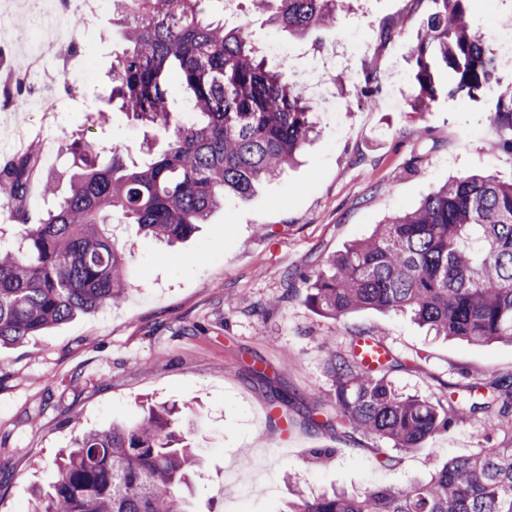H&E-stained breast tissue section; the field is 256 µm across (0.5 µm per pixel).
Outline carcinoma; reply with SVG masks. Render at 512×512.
<instances>
[{
	"label": "carcinoma",
	"instance_id": "cac0c4a2",
	"mask_svg": "<svg viewBox=\"0 0 512 512\" xmlns=\"http://www.w3.org/2000/svg\"><path fill=\"white\" fill-rule=\"evenodd\" d=\"M111 2L125 48L109 72V101L164 129L166 144L147 145L149 162L130 166L117 149L63 139L75 168L69 190L36 223L28 199L55 192V179L41 178L35 151L0 164V189L21 238L17 252L0 256V346L124 298V254L106 231L112 217L170 246L183 241L227 197L246 199L296 163L317 129L313 103L287 68H268L246 26L228 29L213 10L224 0ZM253 2L269 25L296 34L331 25L346 9L344 0ZM433 2L413 50L417 112L435 101L438 68L451 70L471 95L488 89L498 69L470 32L468 0ZM173 83L190 105L189 119L169 109ZM493 121L512 152V99L499 104ZM306 281L307 306L328 318L374 308L406 313L437 336L512 343V182L454 177L329 256ZM368 339L379 349L370 363L360 352ZM398 367L405 364L365 331L331 362L336 425L351 438L390 442L385 466L448 431L459 407L512 423L511 375L482 384L481 401L463 390L452 405L396 390L388 376ZM175 413L152 404L132 427L81 435L57 458V482L36 490L24 512H186L200 461ZM286 512H512V432L502 446L454 458L406 489H335L312 499L298 492Z\"/></svg>",
	"mask_w": 512,
	"mask_h": 512
}]
</instances>
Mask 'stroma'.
I'll use <instances>...</instances> for the list:
<instances>
[{
    "instance_id": "stroma-1",
    "label": "stroma",
    "mask_w": 512,
    "mask_h": 512,
    "mask_svg": "<svg viewBox=\"0 0 512 512\" xmlns=\"http://www.w3.org/2000/svg\"><path fill=\"white\" fill-rule=\"evenodd\" d=\"M30 2L0 0L16 17L0 41V75L27 54L37 26L27 17ZM432 11L431 0H351L332 26L297 37L270 29L251 0H231L226 16L250 20L255 38L279 42L292 62L336 55L322 81L338 109L322 115L297 165L249 199L225 200L188 241L168 246L137 225H114L126 257L124 300L0 349V512H22L34 486L52 485L59 453L79 435L132 426L153 401L179 405L180 427L200 460L189 512H281L290 475L311 497L335 488L404 489L432 465L503 440L485 415H467L400 464L376 465L387 442L350 441L329 422L335 386L327 362L349 350L355 332L369 331L401 361L389 375L398 390L431 401L445 400L448 386L512 374V345L446 341L408 315L374 309L334 320L305 303L306 275L448 178L485 171L512 180V154L500 149L502 132L489 119L499 99L512 96V68L498 69L474 99L439 70L431 109L409 106L412 49ZM467 12L486 39L512 15V0H470ZM82 46L49 61L65 81L56 111L18 112L0 98V160L16 156L17 139L81 136L137 164L146 141L163 144L164 131L120 111L105 124L90 118L110 92L107 74L123 48L111 10L89 26ZM485 48L496 50L487 39ZM393 64L405 74L399 102L373 108ZM288 272L296 275L289 290ZM274 388L316 409L318 425L297 417L281 426L285 409L268 398Z\"/></svg>"
}]
</instances>
